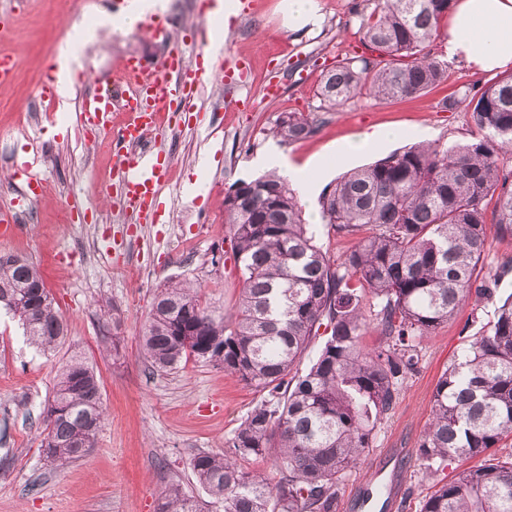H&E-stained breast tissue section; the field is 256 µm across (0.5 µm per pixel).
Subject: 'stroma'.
<instances>
[{
	"label": "stroma",
	"mask_w": 512,
	"mask_h": 512,
	"mask_svg": "<svg viewBox=\"0 0 512 512\" xmlns=\"http://www.w3.org/2000/svg\"><path fill=\"white\" fill-rule=\"evenodd\" d=\"M128 2L0 0V12L13 14L11 46L20 59L11 81L0 85V206L17 193L14 172L21 163H31L47 186L46 196L24 211L18 230L0 237V254L17 253L37 265L67 326L61 345L44 353L27 342L18 319L0 310V512H157L158 494L170 485L204 498L192 458L223 452L265 395L222 367L193 359L172 372L155 371L140 341L157 290L170 281L192 282L204 306L231 316L241 282L225 232L224 195L237 180L264 174L258 160L272 146L297 164L321 160L327 186L350 166L423 141L466 143V111H446L441 101L460 86L490 79L452 61L447 81L423 95L357 97L323 113L313 137L281 144L269 133L280 113L316 111L321 73L363 54L356 14L362 0H319L318 24L298 31L288 27L285 0H250L243 12L238 0H228L224 58L245 60L247 72L227 84H205L193 107L177 113L158 137V148L171 157V174L149 221L109 196L112 154L103 133L81 124L83 100L110 83L126 57L140 56L151 68L172 48L198 46L200 19L197 0H166L154 17H174L178 24L162 42L143 27L118 28ZM75 20L96 27L94 43L68 48L65 33ZM62 55L81 69L68 97L47 108L41 86ZM380 128L397 135L352 164L337 161V145ZM489 242L477 271L496 282L495 299L465 306L423 342L417 373L404 382L373 447L348 473L343 498L369 480L386 449L403 448L407 482L394 512H418L429 483L416 449L435 384L463 341L492 320L497 301L512 294V272L498 268L512 256V241L493 234ZM75 355L101 377L107 420L86 457L56 465L40 452V432L56 379Z\"/></svg>",
	"instance_id": "35a3bbf8"
}]
</instances>
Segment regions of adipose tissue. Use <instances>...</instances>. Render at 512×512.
<instances>
[{
	"instance_id": "1",
	"label": "adipose tissue",
	"mask_w": 512,
	"mask_h": 512,
	"mask_svg": "<svg viewBox=\"0 0 512 512\" xmlns=\"http://www.w3.org/2000/svg\"><path fill=\"white\" fill-rule=\"evenodd\" d=\"M445 50L478 71L512 65V0H456Z\"/></svg>"
}]
</instances>
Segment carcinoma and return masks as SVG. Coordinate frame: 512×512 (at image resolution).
I'll return each mask as SVG.
<instances>
[{"label": "carcinoma", "instance_id": "1", "mask_svg": "<svg viewBox=\"0 0 512 512\" xmlns=\"http://www.w3.org/2000/svg\"><path fill=\"white\" fill-rule=\"evenodd\" d=\"M452 0H377L361 15L369 56L343 59L316 87L321 111L360 95L418 96L448 69L427 48L439 38ZM467 103L471 138L463 145L415 144L338 178L319 198L323 223L354 240L336 261L316 243L287 178L277 171L238 180L224 196L240 300L230 320L201 305L197 289L170 282L156 294L143 329V353L168 372L189 358L224 367L267 399L224 444L196 454L192 472L203 502L171 485L157 512H338L343 478L373 447L402 384L417 372L421 342L471 300H489L476 270L487 251V200L500 237L512 240V74L450 96ZM311 112H283L273 135L288 143L314 136ZM0 302L18 317L30 344L48 350L65 335L62 315L37 267L0 255ZM377 343H363L369 328ZM316 358L302 366L312 340ZM52 403L67 414L44 418L40 451L60 465L83 457L104 423L101 382L93 367L70 360ZM512 297L441 374L418 448L433 479L419 512H512ZM466 458L475 464L445 482L439 472ZM267 460L276 477L250 467Z\"/></svg>", "mask_w": 512, "mask_h": 512}]
</instances>
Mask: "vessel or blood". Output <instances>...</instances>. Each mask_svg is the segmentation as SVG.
Wrapping results in <instances>:
<instances>
[{"mask_svg":"<svg viewBox=\"0 0 512 512\" xmlns=\"http://www.w3.org/2000/svg\"><path fill=\"white\" fill-rule=\"evenodd\" d=\"M228 71V65L220 63H201L195 69H187L182 53L177 51L169 52L150 70L133 57L126 61L121 73L136 83L134 93L118 100L99 93L85 98L87 121L112 133L108 146L130 207L143 214L152 212L168 175L170 159L155 149L150 137L159 115L179 107L189 108L204 83L224 81ZM116 111L129 113V121L113 125L112 114ZM402 479V474L389 470L387 464H379L371 486L348 502L349 512H390L399 497Z\"/></svg>","mask_w":512,"mask_h":512,"instance_id":"obj_1","label":"vessel or blood"}]
</instances>
